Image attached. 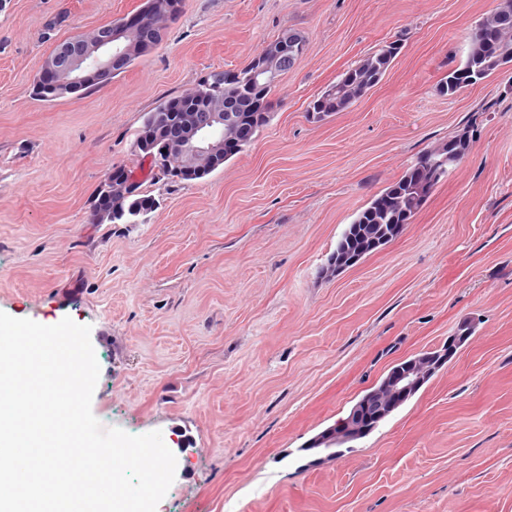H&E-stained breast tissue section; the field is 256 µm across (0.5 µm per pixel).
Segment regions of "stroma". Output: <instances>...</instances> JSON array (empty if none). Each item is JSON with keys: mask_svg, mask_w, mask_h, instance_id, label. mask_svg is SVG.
I'll return each instance as SVG.
<instances>
[{"mask_svg": "<svg viewBox=\"0 0 512 512\" xmlns=\"http://www.w3.org/2000/svg\"><path fill=\"white\" fill-rule=\"evenodd\" d=\"M502 0H183L163 41L103 87L31 88L56 43L145 0H0V312L90 326L104 427L161 431L177 460L156 512H512V64L448 95ZM291 30L305 50L270 120L200 180L134 152L145 117ZM383 78L307 109L393 41ZM469 152L402 233L335 277L348 224L424 150ZM156 205L99 224L103 178ZM470 335L403 407L340 449L310 441L391 366Z\"/></svg>", "mask_w": 512, "mask_h": 512, "instance_id": "35a3bbf8", "label": "stroma"}]
</instances>
